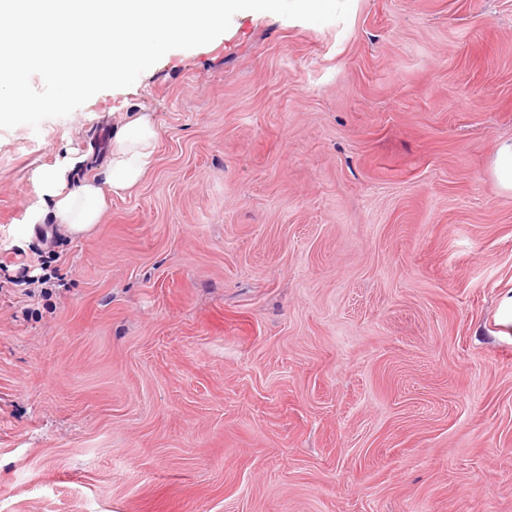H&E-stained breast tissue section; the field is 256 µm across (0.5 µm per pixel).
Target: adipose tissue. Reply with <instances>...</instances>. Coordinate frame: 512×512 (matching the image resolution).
Instances as JSON below:
<instances>
[{"label": "adipose tissue", "instance_id": "1", "mask_svg": "<svg viewBox=\"0 0 512 512\" xmlns=\"http://www.w3.org/2000/svg\"><path fill=\"white\" fill-rule=\"evenodd\" d=\"M157 130L149 114L138 113L112 138L110 160L100 175L70 184L77 159L64 158L39 168L34 180L47 207L38 219L47 220L72 235L91 231L102 220L109 198L130 191L151 167L156 152Z\"/></svg>", "mask_w": 512, "mask_h": 512}]
</instances>
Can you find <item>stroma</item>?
I'll return each mask as SVG.
<instances>
[{
  "label": "stroma",
  "instance_id": "stroma-1",
  "mask_svg": "<svg viewBox=\"0 0 512 512\" xmlns=\"http://www.w3.org/2000/svg\"><path fill=\"white\" fill-rule=\"evenodd\" d=\"M138 112L153 166L44 244L35 169ZM509 139L512 0L237 14L0 129V512H512ZM491 168L499 187L503 191L512 192V141L497 147Z\"/></svg>",
  "mask_w": 512,
  "mask_h": 512
}]
</instances>
